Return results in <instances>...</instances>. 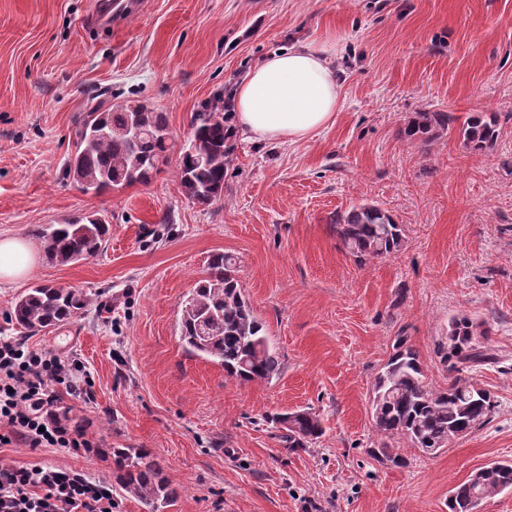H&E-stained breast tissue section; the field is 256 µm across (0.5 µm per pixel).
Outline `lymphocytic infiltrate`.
Segmentation results:
<instances>
[{"instance_id":"1","label":"lymphocytic infiltrate","mask_w":512,"mask_h":512,"mask_svg":"<svg viewBox=\"0 0 512 512\" xmlns=\"http://www.w3.org/2000/svg\"><path fill=\"white\" fill-rule=\"evenodd\" d=\"M78 360L0 336V447L66 448L91 453L97 443L58 406L60 395L83 400ZM112 487L53 466H0V512H113Z\"/></svg>"}]
</instances>
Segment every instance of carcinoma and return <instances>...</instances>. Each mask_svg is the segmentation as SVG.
<instances>
[{
  "mask_svg": "<svg viewBox=\"0 0 512 512\" xmlns=\"http://www.w3.org/2000/svg\"><path fill=\"white\" fill-rule=\"evenodd\" d=\"M456 123L467 150L483 154L494 149L499 137L496 112H471L463 119L450 112H415L400 129V136L427 145L447 136ZM169 141L162 112L131 102L96 109L83 120L64 176L83 192L145 184L159 170V163L167 160ZM189 141L196 144V154H187L185 147L180 151V187L189 201L210 206L223 197L237 150V134L230 125L224 95L214 96L192 114ZM331 224L345 251L360 261L395 254L402 247V225L373 203L338 213ZM31 233L41 242L48 261L66 265L102 251L110 225L87 216L63 224L36 225ZM236 269L233 256L211 255L207 276L180 302V338L189 352L224 367L227 375L242 382H268L280 372L279 354L244 297ZM92 303V295L80 289L36 285L15 301L10 321L34 335L66 325ZM478 328L466 315L449 321L447 341L440 350L448 372V387L443 389L430 387L418 351L407 337H397L393 354L373 385L371 414L381 436L403 438L427 454L492 417L494 397L466 377L495 359L492 349L476 338ZM272 422L284 426L283 438L294 451L310 447L322 433L319 416L307 410L276 416ZM112 464L120 489L136 498L145 512H161L176 497L147 449L115 448ZM505 490H512V463H492L479 478L451 490L448 510L475 512L485 498Z\"/></svg>",
  "mask_w": 512,
  "mask_h": 512,
  "instance_id": "obj_1",
  "label": "carcinoma"
}]
</instances>
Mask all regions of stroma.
<instances>
[{
    "mask_svg": "<svg viewBox=\"0 0 512 512\" xmlns=\"http://www.w3.org/2000/svg\"><path fill=\"white\" fill-rule=\"evenodd\" d=\"M131 2L106 27L95 0H0V237L89 213L112 226L97 256L41 254L0 283V336H18L8 316L34 284L94 294L86 314L27 343L82 362L92 398L63 403L101 446L0 447V462L110 481L113 449L146 448L177 491L163 512H448L452 487L512 460V0ZM310 41L339 48L333 124L290 146L239 138L218 203L183 196L174 151L146 185L83 193L64 179L95 104L146 103L181 142L215 93ZM421 110L498 113L497 145L470 153L454 129L425 149L401 139ZM365 202L402 224L404 242L361 263L330 219ZM218 251L236 259L279 353L271 381L241 383L181 343L179 303ZM458 315L497 354L469 375L493 416L437 454L399 438L404 464L381 460L372 392L396 337L446 387L439 349ZM303 409L323 433L294 452L269 418Z\"/></svg>",
    "mask_w": 512,
    "mask_h": 512,
    "instance_id": "obj_1",
    "label": "stroma"
}]
</instances>
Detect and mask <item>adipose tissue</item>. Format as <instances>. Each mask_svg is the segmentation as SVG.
<instances>
[{
    "label": "adipose tissue",
    "instance_id": "adipose-tissue-1",
    "mask_svg": "<svg viewBox=\"0 0 512 512\" xmlns=\"http://www.w3.org/2000/svg\"><path fill=\"white\" fill-rule=\"evenodd\" d=\"M335 51V46L310 42L263 58L233 90L238 133L292 145L331 124L341 90L331 62ZM36 262L29 241L0 238V282L24 278Z\"/></svg>",
    "mask_w": 512,
    "mask_h": 512
}]
</instances>
